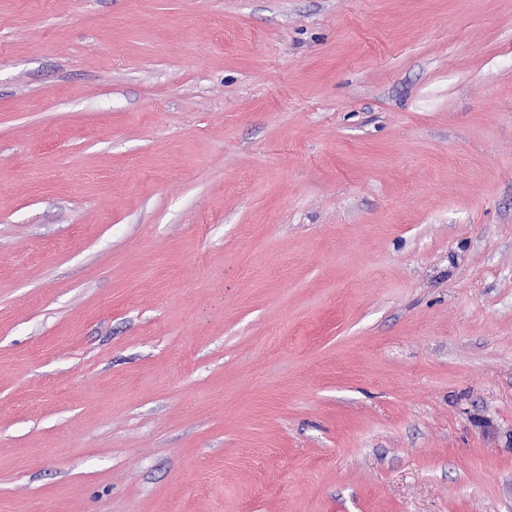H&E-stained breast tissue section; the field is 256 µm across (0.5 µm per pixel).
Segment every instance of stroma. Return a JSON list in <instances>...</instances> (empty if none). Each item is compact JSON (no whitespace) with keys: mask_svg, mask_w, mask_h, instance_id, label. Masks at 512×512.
<instances>
[{"mask_svg":"<svg viewBox=\"0 0 512 512\" xmlns=\"http://www.w3.org/2000/svg\"><path fill=\"white\" fill-rule=\"evenodd\" d=\"M0 512H512V0H0Z\"/></svg>","mask_w":512,"mask_h":512,"instance_id":"1","label":"stroma"}]
</instances>
